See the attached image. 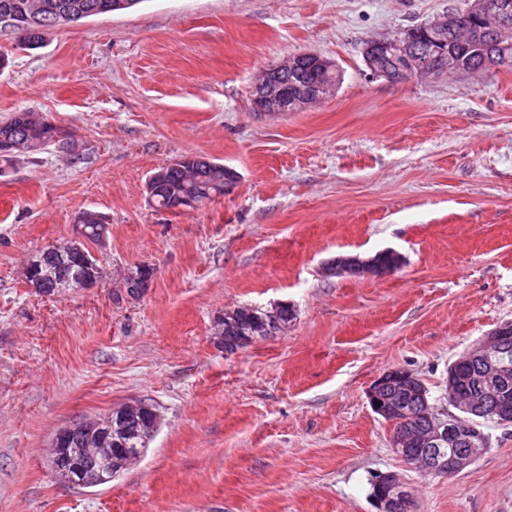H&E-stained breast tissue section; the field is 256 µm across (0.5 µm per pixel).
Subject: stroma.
<instances>
[{
	"label": "stroma",
	"instance_id": "35a3bbf8",
	"mask_svg": "<svg viewBox=\"0 0 512 512\" xmlns=\"http://www.w3.org/2000/svg\"><path fill=\"white\" fill-rule=\"evenodd\" d=\"M464 2L142 0L37 50L0 32V121L34 113L88 156L0 170V512H381L387 473L412 512H512V425L426 476L367 396L403 368L441 398L449 363L512 321V71L390 82L363 58ZM305 51L340 66L335 94L253 111L256 74ZM190 152L236 170L234 189L156 207L149 176ZM86 209L111 226L99 286L38 294L28 260ZM386 249L402 257L386 276L324 271ZM278 302L286 332L224 351L226 310ZM138 400L160 417L140 458L98 487L53 476L59 429Z\"/></svg>",
	"mask_w": 512,
	"mask_h": 512
}]
</instances>
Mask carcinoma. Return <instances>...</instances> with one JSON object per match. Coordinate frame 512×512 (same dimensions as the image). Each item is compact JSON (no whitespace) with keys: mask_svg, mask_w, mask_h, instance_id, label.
Returning a JSON list of instances; mask_svg holds the SVG:
<instances>
[{"mask_svg":"<svg viewBox=\"0 0 512 512\" xmlns=\"http://www.w3.org/2000/svg\"><path fill=\"white\" fill-rule=\"evenodd\" d=\"M116 0H0V16L8 14L17 22L44 11L47 4H66L70 13L60 16L58 25L81 20L78 13L94 9L99 3ZM469 19L461 26L452 45L435 50L439 36L432 24L416 25L409 30L422 48L434 50V64L443 69L448 66V53L455 51V60L473 66L482 64V59L471 56L469 45ZM484 53L493 68L512 70V27L494 30L488 35ZM342 74L338 65L326 69L308 63L288 74V88L310 90L316 81L338 87ZM57 126L46 120H37L31 113L19 111L9 119L0 121V161L9 164L22 154H33L48 146L59 145L74 165L84 161V154L75 143L58 142L54 139ZM186 166L170 171L167 183L160 185L151 201L160 208L170 205L172 195L169 188L187 186H214L224 190V173L217 172L216 166L199 160V156H185ZM75 232L82 236L79 248H45L37 254L38 288L36 291L53 295L62 287L74 288L100 276L99 266L88 265L85 256L91 255L88 245L103 246L109 238L110 228L101 215L92 210L80 212L75 217ZM142 278L126 285L127 295L135 299L143 292V286L152 280L154 269L141 266ZM295 318L294 309L282 305L278 311L260 306H242L224 311L221 336L224 349L233 351L255 339H265L288 325ZM494 362L501 368V375L491 378L487 375V362ZM377 400L382 409L388 410L383 416L394 425L391 440L393 451L422 471L436 469L438 475H448V465L465 456L475 446H489L488 435L479 438L455 429L452 410H457L465 424H474L478 429L488 424L501 425L512 421V335L503 337L486 355L473 358L465 356L454 360L448 366V383L444 386L443 401L437 402L429 396L423 380L411 373L388 371L378 378ZM155 411L152 404L140 402L126 411L120 406L112 411V444L102 447L105 425L89 426L85 423L74 425L56 435L58 447L62 448L63 460L79 466L86 481L112 482L121 471L123 464L138 458L154 437L151 417ZM453 429L447 438L436 445H424L420 438L426 436L439 423Z\"/></svg>","mask_w":512,"mask_h":512,"instance_id":"carcinoma-1","label":"carcinoma"}]
</instances>
